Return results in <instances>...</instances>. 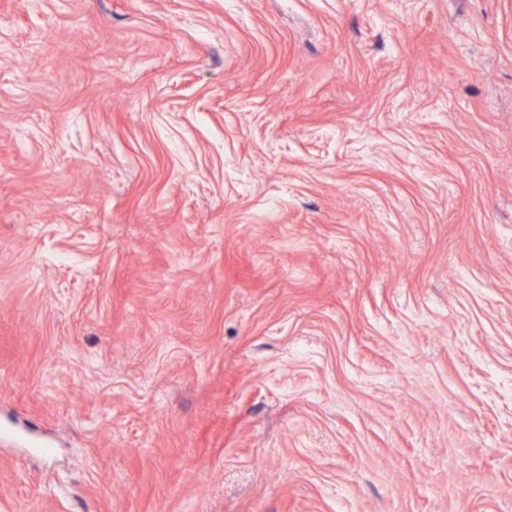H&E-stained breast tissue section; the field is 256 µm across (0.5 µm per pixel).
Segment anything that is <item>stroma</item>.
<instances>
[{"label": "stroma", "instance_id": "1", "mask_svg": "<svg viewBox=\"0 0 512 512\" xmlns=\"http://www.w3.org/2000/svg\"><path fill=\"white\" fill-rule=\"evenodd\" d=\"M0 512H512V0H0Z\"/></svg>", "mask_w": 512, "mask_h": 512}]
</instances>
